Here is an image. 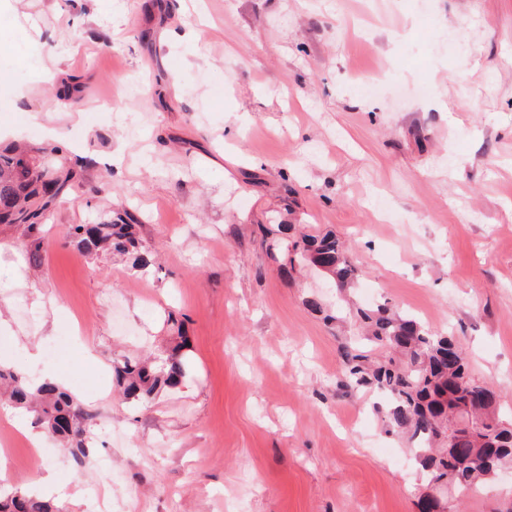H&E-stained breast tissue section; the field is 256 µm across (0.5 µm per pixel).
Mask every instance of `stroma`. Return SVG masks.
<instances>
[{"label": "stroma", "instance_id": "obj_1", "mask_svg": "<svg viewBox=\"0 0 512 512\" xmlns=\"http://www.w3.org/2000/svg\"><path fill=\"white\" fill-rule=\"evenodd\" d=\"M146 2L0 15V143L65 145L75 196L38 257L0 224V363L58 375L94 415L80 464L0 405V487L54 474L81 492L64 512H417L405 443L344 386L338 329L305 304L339 306L334 288L281 271L263 227L336 232L355 301L455 336L512 415V0ZM372 79L399 91L370 96ZM109 211L147 266L58 235ZM178 336L183 384L125 400L113 360ZM510 507V469L461 504Z\"/></svg>", "mask_w": 512, "mask_h": 512}]
</instances>
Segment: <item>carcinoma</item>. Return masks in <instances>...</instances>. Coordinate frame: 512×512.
I'll return each instance as SVG.
<instances>
[{
  "instance_id": "obj_1",
  "label": "carcinoma",
  "mask_w": 512,
  "mask_h": 512,
  "mask_svg": "<svg viewBox=\"0 0 512 512\" xmlns=\"http://www.w3.org/2000/svg\"><path fill=\"white\" fill-rule=\"evenodd\" d=\"M47 163L32 160L14 147L0 149V224H19L31 232L56 204L72 198V175L50 166L49 178L39 170ZM127 214L94 224H76L62 236L86 254L112 251L130 254L138 247L135 225ZM282 265L301 259L315 266L345 294L356 286L357 268L332 231L302 233L280 247ZM363 328L360 336L344 339V385L379 393L386 432L406 440L421 475L417 508L428 512L430 493L440 495L442 512H451L457 493H478L498 473L512 468V419L497 412L499 395L476 378L460 343L432 332L412 314H400L384 302L352 310ZM181 341L164 357H122L112 363V375L122 395L148 401L177 386L186 375L178 355ZM0 402L33 413L35 422L72 449L75 458L91 448L94 416L64 388L35 383L28 376L0 366ZM0 512H63L50 499L21 487L0 497Z\"/></svg>"
}]
</instances>
